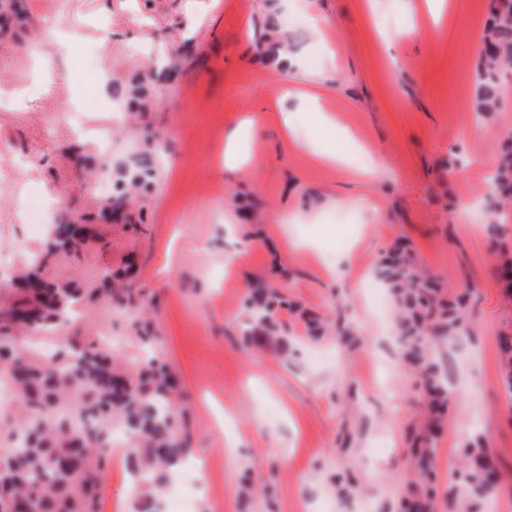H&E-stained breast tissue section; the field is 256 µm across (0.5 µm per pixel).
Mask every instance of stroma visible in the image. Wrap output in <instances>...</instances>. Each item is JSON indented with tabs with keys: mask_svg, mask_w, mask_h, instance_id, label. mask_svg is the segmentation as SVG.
Here are the masks:
<instances>
[{
	"mask_svg": "<svg viewBox=\"0 0 512 512\" xmlns=\"http://www.w3.org/2000/svg\"><path fill=\"white\" fill-rule=\"evenodd\" d=\"M275 2L271 29L266 0H23L25 22L0 33V251L10 271L29 267L65 215L97 213V183H118L128 153L152 154L156 177L127 218L44 270L86 292L124 272L151 325L84 299L57 342L117 336L119 365L152 353L171 367L193 455L210 466L194 512H402L425 390L378 271L409 248L473 319L468 334L425 340L448 387L434 512H450L477 434L499 480L470 512H512V295L496 276L512 210L494 239L451 220L482 200L512 132V79L491 121L475 111L488 0H447L437 18L423 0ZM273 40L286 66L260 55ZM105 66L124 82L152 72L143 121L98 85ZM325 150L347 159L322 162ZM34 201L52 205L36 234L23 214ZM261 286L282 298L276 336L251 343ZM125 465L110 459L99 512H132ZM350 485L356 497L342 495Z\"/></svg>",
	"mask_w": 512,
	"mask_h": 512,
	"instance_id": "1",
	"label": "stroma"
}]
</instances>
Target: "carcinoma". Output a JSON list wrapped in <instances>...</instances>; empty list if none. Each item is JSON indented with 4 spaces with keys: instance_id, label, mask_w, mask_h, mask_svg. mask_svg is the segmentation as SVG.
<instances>
[{
    "instance_id": "obj_1",
    "label": "carcinoma",
    "mask_w": 512,
    "mask_h": 512,
    "mask_svg": "<svg viewBox=\"0 0 512 512\" xmlns=\"http://www.w3.org/2000/svg\"><path fill=\"white\" fill-rule=\"evenodd\" d=\"M512 73V0H490L483 49L477 63L476 108L490 117L501 104L503 76ZM155 168L147 160L127 170L126 182L147 189ZM492 192L484 197L491 213L512 205V134L503 142L493 174ZM127 199L110 198L100 217L112 221ZM383 277L392 288L402 330L403 359L429 382V409L436 417L419 438L415 463L434 454L439 417L448 401L443 379L422 347L430 331L457 336L468 325L464 300L448 301L434 280L422 273L402 249L386 257ZM38 288L17 295L0 289V382L18 395L16 422L0 448V512H98L102 477L109 463L107 444L112 418L135 436L129 448L131 467L148 475V492L137 497L135 512H156L168 478L192 453L180 427L185 398L176 390L170 367L154 356L138 365L136 377L112 369V349L72 339L49 361L23 352L17 343L26 335L49 331L70 318L81 295L36 274ZM280 298L270 292L253 301L252 322L269 328ZM467 491L487 497L497 488L492 454L480 440L464 449ZM431 497L417 488L408 512H425Z\"/></svg>"
}]
</instances>
